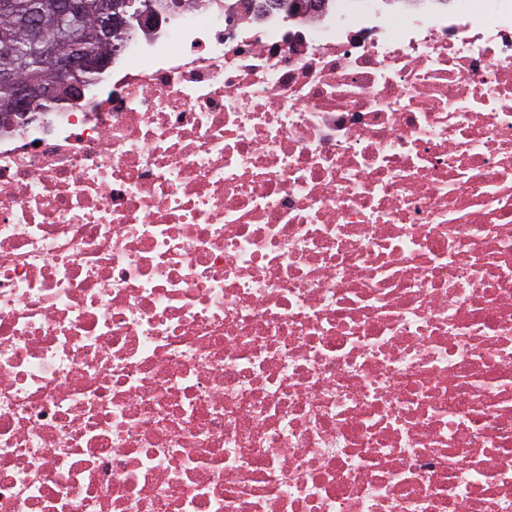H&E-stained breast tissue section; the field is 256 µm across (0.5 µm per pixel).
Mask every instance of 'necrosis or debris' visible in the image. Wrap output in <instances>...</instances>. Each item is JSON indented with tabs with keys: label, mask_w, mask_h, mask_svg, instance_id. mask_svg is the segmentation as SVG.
I'll return each instance as SVG.
<instances>
[{
	"label": "necrosis or debris",
	"mask_w": 512,
	"mask_h": 512,
	"mask_svg": "<svg viewBox=\"0 0 512 512\" xmlns=\"http://www.w3.org/2000/svg\"><path fill=\"white\" fill-rule=\"evenodd\" d=\"M259 2L0 128V512H512V0Z\"/></svg>",
	"instance_id": "1"
}]
</instances>
